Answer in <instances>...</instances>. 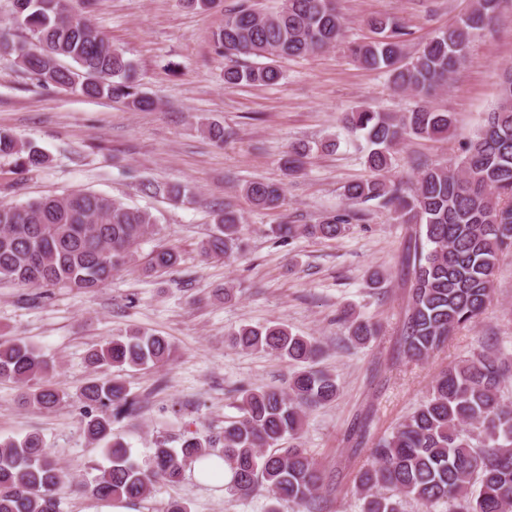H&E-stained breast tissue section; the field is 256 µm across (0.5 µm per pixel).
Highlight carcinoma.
Masks as SVG:
<instances>
[{"mask_svg":"<svg viewBox=\"0 0 512 512\" xmlns=\"http://www.w3.org/2000/svg\"><path fill=\"white\" fill-rule=\"evenodd\" d=\"M498 2L476 0L455 26L435 34L410 56L403 53L407 31L388 18L370 22L379 38L350 48L357 62L387 69L395 90L421 101L400 115L358 108L342 117L348 130L366 139V164L374 173L349 184L347 200L354 205L376 200L423 229L425 244L414 254V282L401 329L403 352L411 360L440 349L456 330L484 313L500 258L512 250V69L502 76L498 101L483 128L460 155L445 165L423 168L408 191L385 177L405 138H438L453 129L451 113L437 110L428 98L472 62L473 44L492 29ZM13 6V21L31 33V40L15 42L0 34V54L14 56L38 83L134 110L154 108L140 88L133 62L76 12L71 0H13ZM342 28L335 0H282L273 13L240 7L224 16V25L212 36L224 56V84L275 85L282 78L276 59L332 47ZM243 56L267 62L244 65ZM309 151L304 144L292 147L285 162L289 173L301 170ZM0 157L13 159L21 170L48 161L38 146L5 129H0ZM144 190L172 200L189 195L181 184L148 183ZM242 192L255 207L272 209L279 206L283 188L250 181ZM353 217L350 211L329 215L304 225L302 232L336 239ZM154 223L147 211L91 192L21 205L1 202L0 281L94 292L130 262L134 247ZM214 224L213 234L200 244L204 256L229 258L243 250L241 216L235 210L215 209ZM177 263L174 250L160 249L149 269L168 270ZM344 320L349 339L358 344L380 333L377 323L354 313ZM233 343L299 365L288 391L245 389L240 416L225 421L221 432L208 437L185 432L178 448L160 440L141 462L112 434V419L131 413L134 406L123 373L164 365L172 345L164 336L134 331L112 337L89 354L90 365L102 375L87 379L76 396L83 407V432L91 442L105 445L109 465L95 468L96 474L79 484L86 498L146 501L158 483L178 482L186 469L217 451L231 472L232 494L249 496L263 486L277 502L308 505L314 500L323 473L292 440L301 429L304 408L337 398L336 379L312 366L318 353L313 338L281 325L243 326ZM47 371L48 362L34 346L0 343V380L23 388L22 404L52 409L71 398L46 379ZM509 380L512 361L489 344L438 373L421 404L389 437L374 444L372 462L357 471L361 512H404L408 499L430 512H512V405L503 396ZM71 482L39 434L0 440V512H62L59 491Z\"/></svg>","mask_w":512,"mask_h":512,"instance_id":"1","label":"carcinoma"}]
</instances>
